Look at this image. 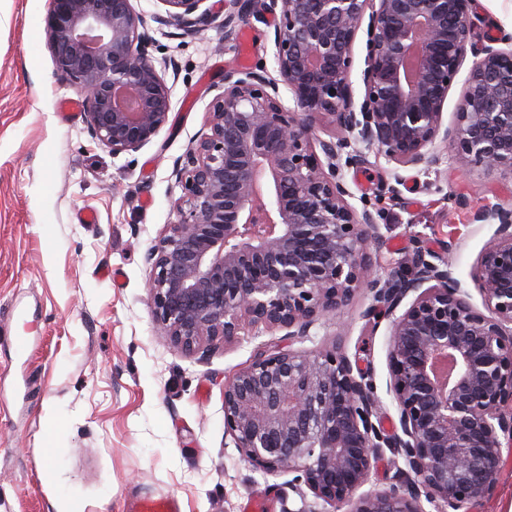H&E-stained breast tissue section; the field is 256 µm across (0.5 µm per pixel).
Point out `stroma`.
Masks as SVG:
<instances>
[{"label":"stroma","mask_w":512,"mask_h":512,"mask_svg":"<svg viewBox=\"0 0 512 512\" xmlns=\"http://www.w3.org/2000/svg\"><path fill=\"white\" fill-rule=\"evenodd\" d=\"M48 0H0V512H130L139 493L174 496L180 512L332 509L285 473L253 468L224 431V384L282 332L242 336L194 355L162 337L148 298L145 261L181 194L175 161L206 132L228 70L275 75L274 28L258 14L225 39L222 19L192 38L151 27L156 67L172 89L168 123L150 143L119 155L90 135L82 112L60 115L74 95L46 43ZM474 42L512 35V0H473ZM376 149L343 164L353 205L377 209L370 250L379 276L408 266L411 238L454 243L455 272L472 279L495 227L476 224L488 204L512 205V172L454 161L437 184L405 168L398 193ZM92 209L97 221L80 220ZM353 301L305 348L341 347L367 368L384 427L397 421L387 392L389 325ZM52 480H44L45 471Z\"/></svg>","instance_id":"obj_1"}]
</instances>
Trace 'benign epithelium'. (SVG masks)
Wrapping results in <instances>:
<instances>
[{
  "mask_svg": "<svg viewBox=\"0 0 512 512\" xmlns=\"http://www.w3.org/2000/svg\"><path fill=\"white\" fill-rule=\"evenodd\" d=\"M158 2L152 21L182 38L214 17L206 0ZM261 12L279 17L278 77L226 73L209 133L176 162V221L146 255L155 319L185 353L249 330L303 342L364 287L372 303L363 317L389 322L393 430L380 427L371 382L336 346L258 350L224 385V429L253 467L295 474L334 508L423 512L424 498L436 512H476L512 447V207L473 215L497 225L473 273L483 313L455 274L450 243L431 249L416 235L409 273H373L377 216L349 202L338 148L352 149L351 163L362 161V145L429 175L450 141L462 161L512 171V38L472 43L470 0H224V39ZM366 15L357 111L350 68ZM45 33L92 137L114 154L150 143L168 121L171 87L130 0H49ZM469 52L477 60L448 128L444 105ZM319 116L341 142L316 135ZM385 448L404 462L396 483L360 492Z\"/></svg>",
  "mask_w": 512,
  "mask_h": 512,
  "instance_id": "1",
  "label": "benign epithelium"
}]
</instances>
